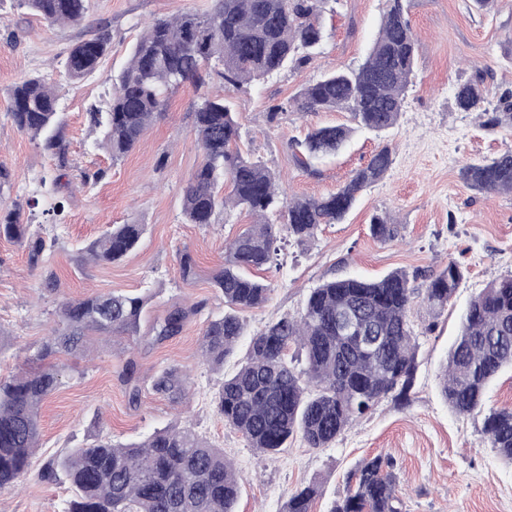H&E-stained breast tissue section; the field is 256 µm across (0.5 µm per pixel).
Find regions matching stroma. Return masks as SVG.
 <instances>
[{"label":"stroma","mask_w":512,"mask_h":512,"mask_svg":"<svg viewBox=\"0 0 512 512\" xmlns=\"http://www.w3.org/2000/svg\"><path fill=\"white\" fill-rule=\"evenodd\" d=\"M213 0H89L78 25L50 26L15 0H0V164L13 186L6 204H18L31 231L55 238L43 263L31 266L27 250L0 237V376L34 369L60 298L110 291L147 295L137 334L92 345L84 356H62L61 386L41 409V441L21 490L0 493V512H66L73 492L65 479L49 482L41 468L50 458L103 432L135 442L153 430L189 421L223 448L243 477L237 512H282L289 496L314 482L320 488L312 512H329L346 493V476L359 461L378 454L395 461L403 512H512V465L483 441V413H454L440 392L439 375L460 333L469 301L492 280L512 273V195H485L460 177L464 164L512 151V130L485 125L476 112L458 111L459 80L486 75L487 110L512 90V0H498L482 14L469 0H411L409 18L419 44L412 83L397 125L383 133L359 132L339 154L301 170L295 142L312 126L347 122L344 112L307 115L294 109L301 89L323 72L357 66L375 38L385 0H328L323 23L328 38L308 63L288 67L261 81L205 89L174 90L170 105L121 160L99 144L89 114L105 108L112 78L127 61L145 26L157 19L211 9ZM111 34L109 54L80 81L70 80L63 62L71 48L98 25ZM32 74L47 76L58 95L61 153L43 149L17 130L10 116V90ZM223 95L242 125L241 150L264 162L288 197H321L336 192L353 170L381 146L393 164L378 183L362 192L344 221L323 225L315 239L284 240L269 269L268 301L242 312L247 335L238 342L223 373L202 364L200 333L207 320L223 315L224 299L211 283L224 260V244L243 231L246 213H217L213 224L186 223L181 216L184 187L202 160L193 112L201 92ZM281 106L270 118L272 106ZM60 217H51L56 203ZM397 224L393 241L370 232L373 215ZM113 224H143L140 245L114 264H80L79 252ZM189 252L197 275L183 280L178 256ZM456 261L463 278L442 313L416 302L410 321L418 344L409 402L380 400L326 448H311L295 436L287 448L256 455L247 440L215 411L212 400L224 373L244 360L249 334L282 316L301 313L311 288L324 280L373 279L404 270L424 292L431 275ZM59 291L41 292L47 274ZM200 310L182 333L153 340L152 325L176 305ZM135 360L142 388L139 404L129 401L119 374ZM179 366L189 376L188 400L152 393L155 372Z\"/></svg>","instance_id":"obj_1"}]
</instances>
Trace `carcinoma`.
<instances>
[{
  "label": "carcinoma",
  "instance_id": "1",
  "mask_svg": "<svg viewBox=\"0 0 512 512\" xmlns=\"http://www.w3.org/2000/svg\"><path fill=\"white\" fill-rule=\"evenodd\" d=\"M50 25L78 24L88 0H17ZM322 0H214L211 10L186 11L152 22L132 48L130 58L113 78L105 112L90 113L100 130L101 145L117 160L131 152L153 121L169 106L170 94L191 83L200 86L214 72L231 85L262 79L286 66L311 59L324 42ZM409 0H388L378 36L356 67L322 74L296 100L299 112H347L349 125L309 130L301 142L300 165L314 171L315 162L338 154L358 131L384 132L402 112L419 47L408 19ZM111 37L100 26L75 44L64 62L73 81L93 73L108 54ZM11 117L17 129L44 148L59 139L57 95L42 76H29L11 89ZM484 74L456 86L455 104L462 112L483 110ZM194 127L202 161L183 194L189 224L213 223L219 211H247L253 224L224 247V263L212 276L224 297V315L210 319L201 333L200 354L213 371L224 370L245 326L239 312L263 306L270 285L252 270L267 268L276 255L274 225L304 242L323 224L344 220L358 196L381 180L393 163L385 145L354 170L336 192L320 198L288 199L276 174L238 148L241 126L224 99L204 95L195 106ZM488 124L512 128V91ZM461 178L485 193H512V151L461 168ZM229 181L231 191L219 195ZM380 242L398 235L384 217L371 219ZM144 224H114L84 252L94 264L121 260L141 241ZM27 248L38 265L56 239L28 235L19 207H0V236ZM462 272L450 261L429 281L425 300L443 310L459 287ZM414 288L404 271L370 280L342 277L312 288L300 316H284L250 338L245 361L224 377L214 405L224 423L245 437L260 454L285 447L294 434L310 448H327L350 422L391 393L404 397L416 368V344L409 320ZM146 298L109 292L63 299L56 327L42 344L39 358L83 355L94 341L137 332ZM354 313L369 335L379 337L368 354L344 337L336 326L341 311ZM196 305L176 306L152 327L155 340L178 335ZM304 352L305 367L288 364L291 346ZM512 368V276L494 280L473 297L461 317V330L448 351L441 393L459 415L481 409L490 381ZM61 383L51 363L0 377V492L14 489L27 474L40 443V412L45 399ZM152 390L173 400L188 393L186 375L176 366L162 368ZM486 443L512 464V409L485 416ZM391 457L363 460L347 475V493L329 512H401L397 477ZM64 476L74 492L67 512H235L240 476L219 448L189 424L156 430L139 442L124 444L94 435L86 443L49 460L42 478ZM318 486L311 483L292 494L283 512H311Z\"/></svg>",
  "mask_w": 512,
  "mask_h": 512
}]
</instances>
